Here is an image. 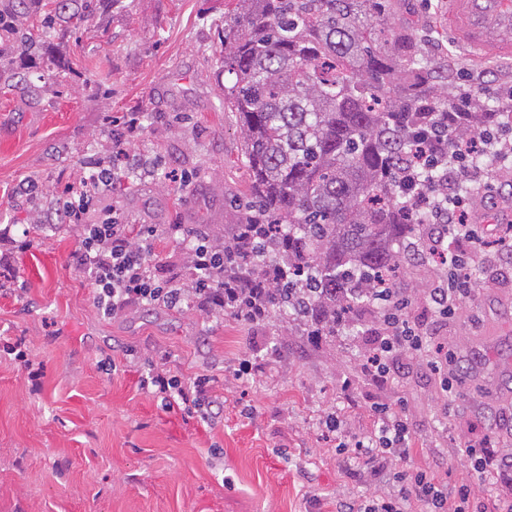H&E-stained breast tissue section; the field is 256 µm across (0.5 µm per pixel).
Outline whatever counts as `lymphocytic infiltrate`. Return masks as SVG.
I'll return each instance as SVG.
<instances>
[{
    "instance_id": "lymphocytic-infiltrate-1",
    "label": "lymphocytic infiltrate",
    "mask_w": 512,
    "mask_h": 512,
    "mask_svg": "<svg viewBox=\"0 0 512 512\" xmlns=\"http://www.w3.org/2000/svg\"><path fill=\"white\" fill-rule=\"evenodd\" d=\"M144 115L128 113L121 129L112 133V159L109 162L89 160L88 177L68 187L56 202L54 214L58 223L70 224L80 234V246L73 254L79 270L93 286L97 309L114 316L131 308H175L189 303L206 312H223L224 291L234 288V280L225 278L221 249L203 232L190 233L182 224H155L140 228L128 224L121 209L109 203L114 185L127 181L129 173L146 170L145 159L132 153L140 138ZM464 194H449L446 204L436 208L433 221L435 234L429 237L430 249H438L443 241L466 243L478 247L482 238L477 224L463 206ZM192 237L187 250L192 270L190 284H183L178 274L160 277L154 243L158 236ZM426 344L422 329L408 315L383 325V336L368 356L364 369L377 378L389 372L390 356L421 352ZM142 387L160 398L166 409L193 414L211 400L205 378L182 383L178 377L157 365H150ZM375 434L357 441L355 449L374 465L376 475H383L390 462L404 459L410 450L412 436L400 411L382 407L376 411ZM399 494H375L361 500H341L336 512H408L410 500L425 503L429 512H469L467 488L448 489L439 485L425 471H404Z\"/></svg>"
}]
</instances>
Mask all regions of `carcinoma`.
<instances>
[{"mask_svg":"<svg viewBox=\"0 0 512 512\" xmlns=\"http://www.w3.org/2000/svg\"><path fill=\"white\" fill-rule=\"evenodd\" d=\"M44 0H0V60L44 48L30 8ZM99 0H51L48 31L75 30ZM224 14V111L238 119L248 211L224 225V278L243 284L234 302L259 303L308 336L333 337L371 307L383 279L399 290L401 266L423 249L431 211L407 200L447 179L448 158L414 163L417 147L478 140L512 125L471 97L448 111L459 89L410 32L383 18V0H229Z\"/></svg>","mask_w":512,"mask_h":512,"instance_id":"obj_1","label":"carcinoma"}]
</instances>
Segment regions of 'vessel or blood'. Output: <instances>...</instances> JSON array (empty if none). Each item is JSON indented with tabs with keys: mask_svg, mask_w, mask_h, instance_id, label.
Wrapping results in <instances>:
<instances>
[{
	"mask_svg": "<svg viewBox=\"0 0 512 512\" xmlns=\"http://www.w3.org/2000/svg\"><path fill=\"white\" fill-rule=\"evenodd\" d=\"M448 36L483 59L512 61V0H448Z\"/></svg>",
	"mask_w": 512,
	"mask_h": 512,
	"instance_id": "vessel-or-blood-1",
	"label": "vessel or blood"
}]
</instances>
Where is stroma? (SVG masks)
Listing matches in <instances>:
<instances>
[{
  "instance_id": "stroma-1",
  "label": "stroma",
  "mask_w": 512,
  "mask_h": 512,
  "mask_svg": "<svg viewBox=\"0 0 512 512\" xmlns=\"http://www.w3.org/2000/svg\"><path fill=\"white\" fill-rule=\"evenodd\" d=\"M448 0H389L390 27L415 33L425 54L448 62L454 84L494 100L512 84V62L464 54L445 26ZM224 0H119L78 33L58 28L36 57L9 55L16 77L0 87V240L25 293L0 291V337L42 364L40 387L26 365L0 358V512H335L337 500L393 492L395 472H433L484 500L480 475L462 454L512 447V258L472 264L490 288L441 317L426 301L442 273L407 264L401 285L420 328L448 344V369L426 355L395 358L386 381L363 369L382 325L364 312L353 330L316 342L269 317L250 323L190 306L133 309L105 317L72 262L74 227H34L86 162L112 150L105 116L150 112L135 152L157 175L111 198L131 224L205 225L217 236L249 199L238 156L239 124L224 109ZM192 174L182 191L171 172ZM42 189L18 195L23 178ZM493 197L468 208L484 239L512 224V158L486 168ZM30 229L32 248L14 240ZM115 362L112 371L103 361ZM185 382L203 376L224 399L210 423L168 411L140 386L149 364ZM401 404L411 455L386 480L350 446L373 428L375 407ZM340 427L328 432V417Z\"/></svg>"
}]
</instances>
